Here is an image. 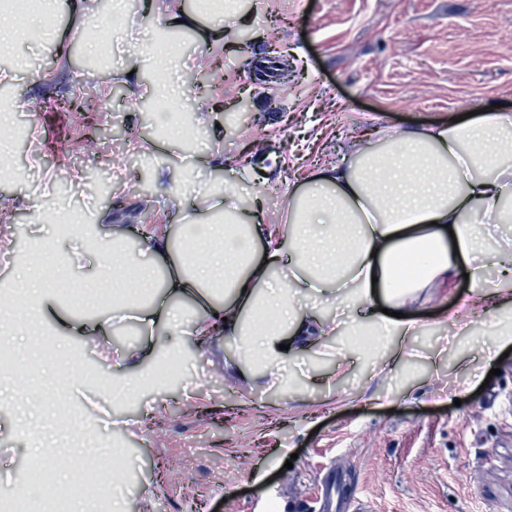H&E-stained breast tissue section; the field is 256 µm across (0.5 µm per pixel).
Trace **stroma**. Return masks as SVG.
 Wrapping results in <instances>:
<instances>
[{"label": "stroma", "mask_w": 512, "mask_h": 512, "mask_svg": "<svg viewBox=\"0 0 512 512\" xmlns=\"http://www.w3.org/2000/svg\"><path fill=\"white\" fill-rule=\"evenodd\" d=\"M169 0H126L112 19L93 4L99 31L113 26L129 53L145 49L150 26L164 21ZM180 64L145 72L144 85L204 78L222 101L218 131L195 145L157 141L152 113L110 95L104 77L72 58L63 77L38 88V73L56 70L55 47L13 36L0 67L15 80L0 98L17 106L13 122L31 137L14 143L11 176L0 178L10 209L0 216L12 249L74 246L38 209L70 200L129 213L164 190L152 172L204 154L224 156L252 172L266 223L280 226L289 187L320 166L342 163L345 149L377 125L449 122L490 102L512 103V0H240L223 24L189 27ZM40 93L43 106L24 109ZM93 97L98 122L123 133L108 141L93 124L61 111L74 95ZM249 117L233 120L240 100ZM146 135L148 147L128 154L125 139ZM273 168L271 180L263 169ZM82 172L75 181L74 172ZM465 280L436 293L418 313L419 330L401 367L378 372L358 360L335 377L337 357H354L344 334L304 351L282 380L255 390L226 374L234 341L190 349L178 385L113 396L112 349L95 335L46 334L39 360L0 363V512L6 490L28 486L35 459L61 467L72 460H125L114 493L124 512H296L336 479L340 500L364 512H512V354L499 358L494 327L479 307H461ZM460 313L471 333L450 339L448 316ZM80 360L88 380L73 391L72 410L35 417L16 380L60 385L62 363ZM203 447L193 454L191 444Z\"/></svg>", "instance_id": "1"}]
</instances>
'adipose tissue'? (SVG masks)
<instances>
[{
	"instance_id": "1",
	"label": "adipose tissue",
	"mask_w": 512,
	"mask_h": 512,
	"mask_svg": "<svg viewBox=\"0 0 512 512\" xmlns=\"http://www.w3.org/2000/svg\"><path fill=\"white\" fill-rule=\"evenodd\" d=\"M154 177L168 188L154 204L161 230L113 227L108 210L62 205L53 213L55 223L76 226L81 245H97L93 280L113 285L119 302L76 318L50 281H26L18 270L13 278L31 297H0L1 338L33 336L48 323L61 336H109L134 321L147 341L121 351L112 376L140 388L160 383L151 368L156 334L171 335L178 348L230 339L240 354L224 370L253 388L262 372L330 336V322L303 307L305 297L333 296L358 309L348 334L371 352L415 336L426 294L463 274L489 311L512 312L511 288L484 289L487 266L512 269V244L487 246L490 229L512 222L503 207L512 201V106L363 136L342 165L289 190L281 230L257 218L236 188L211 193L202 211L179 166H157ZM132 238L134 254L124 249ZM383 301L393 315L380 311Z\"/></svg>"
}]
</instances>
